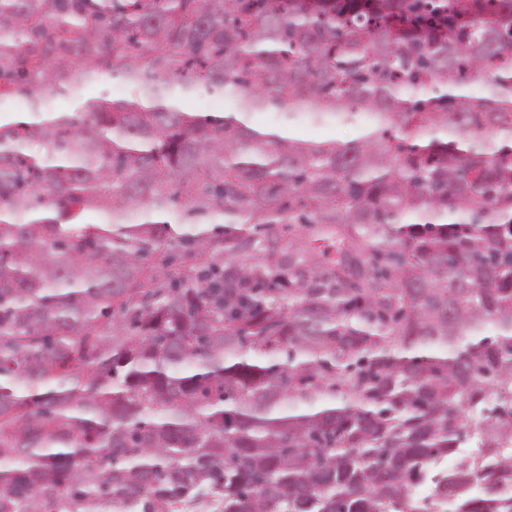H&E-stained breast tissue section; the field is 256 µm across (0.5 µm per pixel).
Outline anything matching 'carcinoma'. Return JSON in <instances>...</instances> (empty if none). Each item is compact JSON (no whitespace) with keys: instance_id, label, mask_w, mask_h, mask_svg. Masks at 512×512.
<instances>
[{"instance_id":"obj_1","label":"carcinoma","mask_w":512,"mask_h":512,"mask_svg":"<svg viewBox=\"0 0 512 512\" xmlns=\"http://www.w3.org/2000/svg\"><path fill=\"white\" fill-rule=\"evenodd\" d=\"M14 98L0 512H512V0H0ZM115 84H120L119 86H113ZM132 93L131 88L128 84H126L122 79L116 77L115 75L112 77L103 76L101 82L98 85L92 86L85 93L86 98H95L99 96H108L112 99L114 98H122L129 97ZM216 101L211 102V99ZM226 105L224 93L214 91L206 85H199L196 91L183 103V109L187 112H224ZM265 112H253L249 116L250 124L263 130H282L289 129V132L296 138L302 140H326L336 139L339 141H350L357 139L361 136L365 122L361 116L355 117L352 120L327 126L314 125L304 119H295L289 122L283 120L282 112H278V119L276 122L271 123V120L267 118ZM276 124H284L286 127H277ZM289 126V128H288Z\"/></svg>"}]
</instances>
